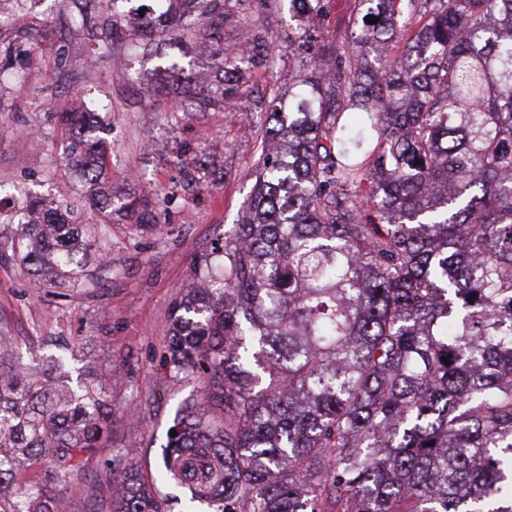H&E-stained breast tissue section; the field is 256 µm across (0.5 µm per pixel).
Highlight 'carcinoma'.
Wrapping results in <instances>:
<instances>
[{"instance_id": "carcinoma-1", "label": "carcinoma", "mask_w": 512, "mask_h": 512, "mask_svg": "<svg viewBox=\"0 0 512 512\" xmlns=\"http://www.w3.org/2000/svg\"><path fill=\"white\" fill-rule=\"evenodd\" d=\"M109 2L69 0L106 56L126 27L190 32L253 5L167 0L123 27ZM302 2L304 77L260 111L241 222L171 315L170 359L203 390L176 412L151 483L125 476L133 449L106 443L107 391L76 372L79 342L44 336L24 360L0 332V512H54L95 450L112 512H165L158 484L189 490L184 512H512V0H360L340 44L313 37L325 0ZM38 50L15 28L0 76ZM244 64L273 66L271 44L256 34L213 59L216 82L187 78L186 111L206 92L247 103ZM96 112L60 115L85 194L14 186L31 225L0 206V265L20 260L45 295L98 283L112 216L153 223L147 202L112 191L105 139L88 137ZM38 465L47 478L25 480Z\"/></svg>"}]
</instances>
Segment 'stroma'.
Wrapping results in <instances>:
<instances>
[{
  "mask_svg": "<svg viewBox=\"0 0 512 512\" xmlns=\"http://www.w3.org/2000/svg\"><path fill=\"white\" fill-rule=\"evenodd\" d=\"M60 0H42L35 14L0 0V13L16 25L36 23L46 51L0 91V181L24 183L32 190L70 197L83 188L78 172L63 167L65 145L59 112L74 97L109 98L106 122L111 145L112 188L146 199L154 225L130 220L112 223V270L98 287L64 298L37 297L27 267H0V326L17 339L63 334L83 341L79 364L96 373L116 369L110 387L112 415L105 424L112 447L138 451L136 469H155L167 431L180 404L201 388L196 377L177 372L170 362L168 333L175 302L203 255L224 244V234L240 223L242 206L254 184L263 129L258 120L220 107L185 116L183 77L161 78L178 62L185 75L209 72L200 52L203 33L178 40L144 42L130 36L120 55L103 58L80 49L82 33L63 28ZM295 22L286 0L278 7H254L250 25L219 26L214 50L241 49L251 32L275 46L274 68L256 70L249 82L254 96L287 92L303 65L289 38ZM74 48L70 69L59 74L55 50L62 40ZM200 158L199 185L187 189L177 154ZM111 474L104 457L84 456L78 489L55 502V512H104L110 501Z\"/></svg>",
  "mask_w": 512,
  "mask_h": 512,
  "instance_id": "stroma-1",
  "label": "stroma"
}]
</instances>
